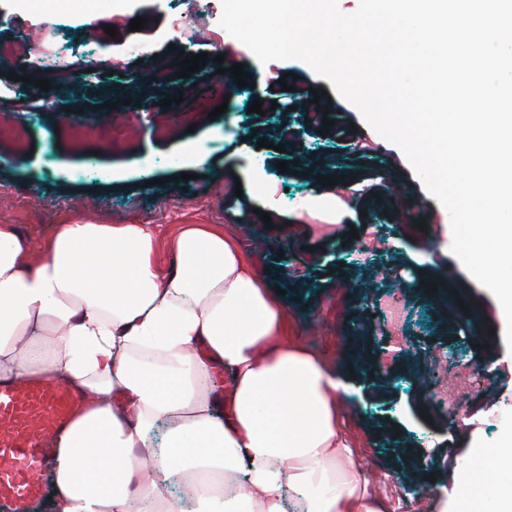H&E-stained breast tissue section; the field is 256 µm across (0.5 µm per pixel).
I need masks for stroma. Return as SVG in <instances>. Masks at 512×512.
<instances>
[{"instance_id": "stroma-1", "label": "stroma", "mask_w": 512, "mask_h": 512, "mask_svg": "<svg viewBox=\"0 0 512 512\" xmlns=\"http://www.w3.org/2000/svg\"><path fill=\"white\" fill-rule=\"evenodd\" d=\"M180 13L191 39L171 27ZM221 0H0V45L14 48L0 65V224L16 225L33 259L56 224H151L160 269L180 224H216L238 238L283 290L289 338L299 340L354 383L344 424L355 438V465L384 497L389 512H465L458 492L469 464L497 450L512 431V351L494 296L452 254L450 215L427 191L402 150L370 127L330 81L298 59L263 64L264 85L289 99L277 81L289 76L326 91L329 121L351 125L350 138L320 133L298 113L251 112L252 88L230 99L213 90L216 55H245V44L220 24ZM145 18L131 31L132 19ZM114 26L115 35L105 33ZM110 64L87 75L91 61ZM201 55L189 77L153 81L157 68ZM62 67H55L54 58ZM48 80L58 103L48 108L36 80ZM157 100L181 96L175 111L147 117L132 93ZM226 105L220 116L216 106ZM267 147H259V139ZM202 147L212 169L194 178L191 151ZM286 161L287 172L277 164ZM344 176L358 191L337 206ZM424 203L430 218L419 223ZM376 225L387 250L359 259L355 240L315 242L301 222ZM433 250H425L429 239ZM434 282L432 294L423 283ZM402 294L409 348L380 363L390 327L385 298ZM468 326H460L458 317ZM465 348L491 363L478 393L457 418L437 405L418 378L435 363V344ZM375 368L358 382L353 353ZM398 443H391V435Z\"/></svg>"}]
</instances>
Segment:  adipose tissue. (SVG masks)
<instances>
[{
    "mask_svg": "<svg viewBox=\"0 0 512 512\" xmlns=\"http://www.w3.org/2000/svg\"><path fill=\"white\" fill-rule=\"evenodd\" d=\"M155 239L149 224H58L36 261L0 224V380L46 375L93 398L59 440L55 512H384L343 426L348 381L288 340L254 259L190 224L164 273ZM159 421L174 424L168 445L146 447ZM489 467V512H512V449ZM201 470L223 472V495L192 486Z\"/></svg>",
    "mask_w": 512,
    "mask_h": 512,
    "instance_id": "ef3b65f1",
    "label": "adipose tissue"
}]
</instances>
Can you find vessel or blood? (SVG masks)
<instances>
[{
  "mask_svg": "<svg viewBox=\"0 0 512 512\" xmlns=\"http://www.w3.org/2000/svg\"><path fill=\"white\" fill-rule=\"evenodd\" d=\"M90 405L50 378L0 382V512H27L43 491L59 434Z\"/></svg>",
  "mask_w": 512,
  "mask_h": 512,
  "instance_id": "obj_1",
  "label": "vessel or blood"
}]
</instances>
